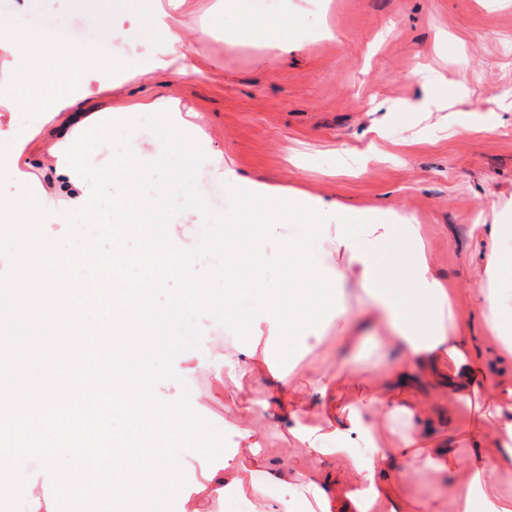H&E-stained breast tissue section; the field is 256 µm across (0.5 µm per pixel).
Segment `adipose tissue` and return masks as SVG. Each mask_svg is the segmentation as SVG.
Masks as SVG:
<instances>
[{
  "instance_id": "1",
  "label": "adipose tissue",
  "mask_w": 512,
  "mask_h": 512,
  "mask_svg": "<svg viewBox=\"0 0 512 512\" xmlns=\"http://www.w3.org/2000/svg\"><path fill=\"white\" fill-rule=\"evenodd\" d=\"M181 6V0H128L133 24L121 35L133 54L126 74H139L137 61L154 39L180 42L174 14ZM58 64L38 38L16 56L24 108L52 119L78 104L76 93L57 80ZM228 187L243 211L257 208L266 218L258 229L224 238V327L233 335L224 363L236 373L270 376L276 388L235 407L239 441L225 449L219 468L201 473L197 493L227 490L245 500L249 512H288L294 497L306 512H512V490L499 484L500 477H512V377L490 371L450 299V284L437 276L424 250L403 248V241H421V226L394 223L385 207L328 205L303 194L273 204L246 183L232 179ZM288 222L303 225V237L285 235ZM485 232L482 278L472 301L486 334L499 341L501 362L511 364L512 224H490ZM243 248L299 255L288 272V294L271 287L258 305L239 303L235 293L249 279L239 260ZM391 268L403 272L404 291L382 285ZM356 283L368 290L371 303L350 322L344 318L346 293ZM331 324L337 346L355 351L373 332L398 346L402 358L391 366L374 362L364 372L346 358L318 368L310 388H303L282 369L274 346L286 340L299 350L317 349ZM422 384L447 390L453 441H433L440 416L420 398ZM256 412L286 423L319 468L301 474L274 466L259 432L247 423ZM486 446L492 456L482 455ZM356 448L372 454L356 458ZM431 478V495H404L408 482Z\"/></svg>"
}]
</instances>
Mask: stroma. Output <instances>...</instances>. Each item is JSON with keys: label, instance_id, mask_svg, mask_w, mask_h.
I'll return each instance as SVG.
<instances>
[{"label": "stroma", "instance_id": "35a3bbf8", "mask_svg": "<svg viewBox=\"0 0 512 512\" xmlns=\"http://www.w3.org/2000/svg\"><path fill=\"white\" fill-rule=\"evenodd\" d=\"M220 0H186L177 16L185 45L156 42L134 79L80 63L82 99L55 121L26 123L0 96V141L13 142L17 168L6 186L17 196L64 200L74 188L55 169L64 135L108 120L142 116L163 103L206 159L204 198L224 193L225 171L263 185L278 201L302 192L326 203L392 208L401 224L424 228L433 267L456 288L455 304L474 333L481 321L469 293L480 274L484 225L512 221V0H221L213 34L198 37ZM78 26L123 24L122 0H0V22L30 30L32 12ZM279 24V53L248 36L252 25ZM194 72L183 73V64ZM195 356L208 368L187 377L195 411L226 435L224 396L272 391L268 378L216 376L227 333L200 321ZM252 424L277 464L308 467L285 427L262 414Z\"/></svg>", "mask_w": 512, "mask_h": 512}]
</instances>
